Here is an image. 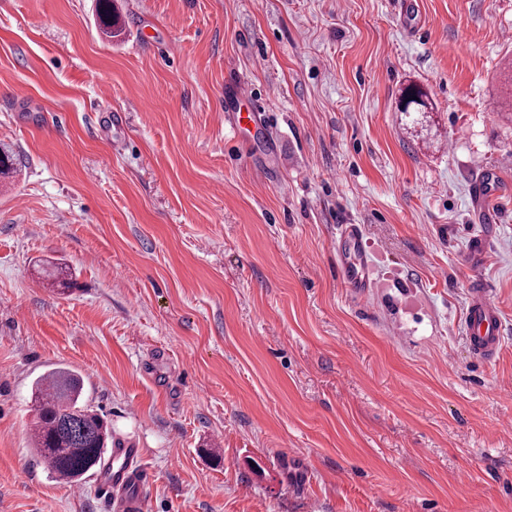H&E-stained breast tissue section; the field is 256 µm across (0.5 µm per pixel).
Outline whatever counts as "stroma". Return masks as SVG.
Instances as JSON below:
<instances>
[{
    "instance_id": "35a3bbf8",
    "label": "stroma",
    "mask_w": 512,
    "mask_h": 512,
    "mask_svg": "<svg viewBox=\"0 0 512 512\" xmlns=\"http://www.w3.org/2000/svg\"><path fill=\"white\" fill-rule=\"evenodd\" d=\"M116 6L107 43L95 0H0V512H115L96 475L33 459L57 367L139 449L146 512H512V0ZM237 82L268 118L250 149ZM410 82L434 107L415 135ZM477 280L504 325L488 363ZM413 96H416L417 100H413ZM398 101V111L405 112L404 114H408L409 116H411V112H418L414 113L418 114V116H421V114L425 115L429 112H433L434 109L432 103L429 101L427 93L416 84L406 86L401 91ZM336 266L349 288H355L359 292L368 288V262L361 245L359 230L354 224L343 225L336 238ZM471 301L465 317V330L473 355L490 362L499 350L503 326L489 288H471Z\"/></svg>"
}]
</instances>
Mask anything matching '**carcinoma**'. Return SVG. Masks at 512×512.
Here are the masks:
<instances>
[{
    "label": "carcinoma",
    "instance_id": "obj_1",
    "mask_svg": "<svg viewBox=\"0 0 512 512\" xmlns=\"http://www.w3.org/2000/svg\"><path fill=\"white\" fill-rule=\"evenodd\" d=\"M99 33L110 41L119 33L112 14V0H97ZM398 111L425 115L433 111L427 93L418 85L406 86L400 94ZM17 172L16 155L0 147V176ZM83 382L67 368H57L35 385V418L30 443L35 456L56 479L77 484L91 470L104 468L103 454L112 442V432L102 416L83 399Z\"/></svg>",
    "mask_w": 512,
    "mask_h": 512
}]
</instances>
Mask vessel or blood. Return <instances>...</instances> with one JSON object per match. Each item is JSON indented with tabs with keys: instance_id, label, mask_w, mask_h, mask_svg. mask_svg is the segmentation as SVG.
I'll return each mask as SVG.
<instances>
[{
	"instance_id": "obj_1",
	"label": "vessel or blood",
	"mask_w": 512,
	"mask_h": 512,
	"mask_svg": "<svg viewBox=\"0 0 512 512\" xmlns=\"http://www.w3.org/2000/svg\"><path fill=\"white\" fill-rule=\"evenodd\" d=\"M237 102L230 114L234 134H242L262 122L258 108L241 109L243 94H236ZM336 266L348 287L362 291L369 286V269L361 245L358 228L343 225L336 239ZM471 301L465 317V330L473 355L492 361L501 344L503 326L499 310L489 288L476 285L470 292ZM135 448H116L112 451V469L100 477L98 485L104 493L113 496L116 512H144V493L151 476L138 462Z\"/></svg>"
}]
</instances>
